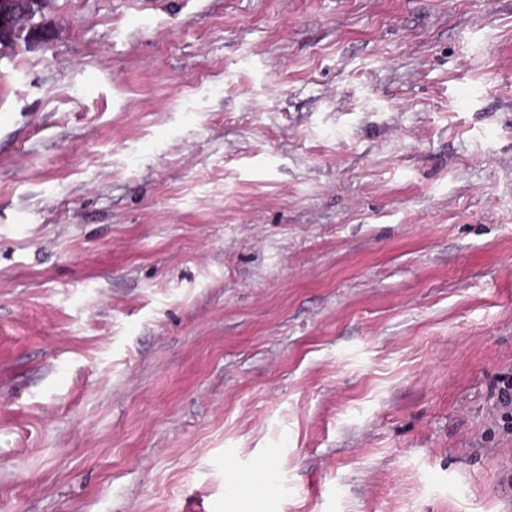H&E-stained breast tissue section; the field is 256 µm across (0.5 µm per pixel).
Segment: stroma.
Returning a JSON list of instances; mask_svg holds the SVG:
<instances>
[{
  "mask_svg": "<svg viewBox=\"0 0 512 512\" xmlns=\"http://www.w3.org/2000/svg\"><path fill=\"white\" fill-rule=\"evenodd\" d=\"M38 22L0 55V512H512V0Z\"/></svg>",
  "mask_w": 512,
  "mask_h": 512,
  "instance_id": "obj_1",
  "label": "stroma"
}]
</instances>
